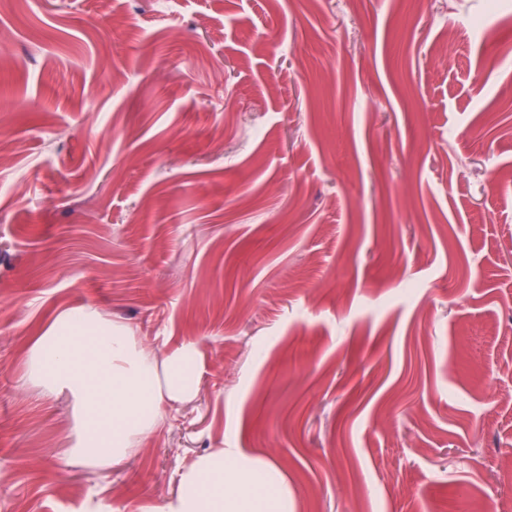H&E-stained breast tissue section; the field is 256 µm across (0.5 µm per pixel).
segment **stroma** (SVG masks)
Here are the masks:
<instances>
[{
  "instance_id": "obj_1",
  "label": "stroma",
  "mask_w": 512,
  "mask_h": 512,
  "mask_svg": "<svg viewBox=\"0 0 512 512\" xmlns=\"http://www.w3.org/2000/svg\"><path fill=\"white\" fill-rule=\"evenodd\" d=\"M90 303L203 361L110 469L27 379ZM219 448L289 512H512V0L0 12V512H149Z\"/></svg>"
}]
</instances>
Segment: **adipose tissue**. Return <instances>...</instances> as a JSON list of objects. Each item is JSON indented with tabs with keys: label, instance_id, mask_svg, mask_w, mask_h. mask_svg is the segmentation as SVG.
<instances>
[{
	"label": "adipose tissue",
	"instance_id": "1",
	"mask_svg": "<svg viewBox=\"0 0 512 512\" xmlns=\"http://www.w3.org/2000/svg\"><path fill=\"white\" fill-rule=\"evenodd\" d=\"M28 363L30 380L74 403L69 460L101 468L124 462L166 408L196 398L201 382L194 342L158 353L91 304L62 312L33 341ZM155 512H288V490L273 466L220 449L181 472L176 495Z\"/></svg>",
	"mask_w": 512,
	"mask_h": 512
}]
</instances>
